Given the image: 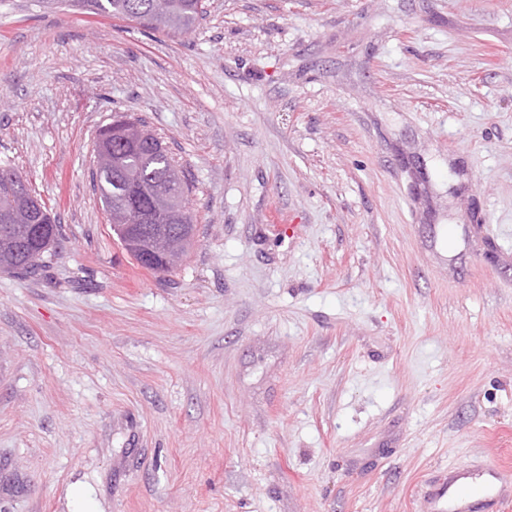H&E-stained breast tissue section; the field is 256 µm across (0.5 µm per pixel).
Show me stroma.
<instances>
[{"instance_id": "obj_1", "label": "stroma", "mask_w": 512, "mask_h": 512, "mask_svg": "<svg viewBox=\"0 0 512 512\" xmlns=\"http://www.w3.org/2000/svg\"><path fill=\"white\" fill-rule=\"evenodd\" d=\"M172 37L0 0V164L51 208L0 272V512H431L512 472V0H203ZM144 119L197 226L113 237ZM111 148L110 162L106 166L97 165L93 173L94 186L107 213L122 201L130 188L147 191L166 189L173 176L180 173L167 154V149L160 152L146 145L131 148L119 136L113 137ZM130 175L135 179L132 182L128 180Z\"/></svg>"}]
</instances>
